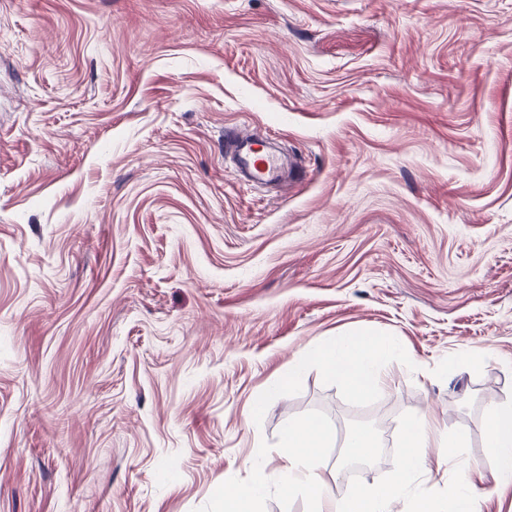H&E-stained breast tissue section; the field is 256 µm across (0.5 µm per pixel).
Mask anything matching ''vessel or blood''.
<instances>
[{
	"mask_svg": "<svg viewBox=\"0 0 512 512\" xmlns=\"http://www.w3.org/2000/svg\"><path fill=\"white\" fill-rule=\"evenodd\" d=\"M224 137L232 149L234 172L240 182L264 187L292 176L293 170L282 154L258 133L240 127L226 131Z\"/></svg>",
	"mask_w": 512,
	"mask_h": 512,
	"instance_id": "vessel-or-blood-1",
	"label": "vessel or blood"
}]
</instances>
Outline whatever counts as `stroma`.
<instances>
[{
	"label": "stroma",
	"instance_id": "1",
	"mask_svg": "<svg viewBox=\"0 0 512 512\" xmlns=\"http://www.w3.org/2000/svg\"><path fill=\"white\" fill-rule=\"evenodd\" d=\"M230 126L299 176L240 184ZM359 334L366 397L307 354ZM510 401L512 0H0V512H196L313 409L331 502L413 412L512 512ZM485 441L492 448L498 479L512 483V402L493 403L485 409ZM374 437L366 431H353L345 443L346 454L358 457L359 459L371 458L376 451Z\"/></svg>",
	"mask_w": 512,
	"mask_h": 512
}]
</instances>
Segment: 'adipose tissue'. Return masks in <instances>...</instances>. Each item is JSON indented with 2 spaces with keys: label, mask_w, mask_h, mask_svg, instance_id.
<instances>
[{
  "label": "adipose tissue",
  "mask_w": 512,
  "mask_h": 512,
  "mask_svg": "<svg viewBox=\"0 0 512 512\" xmlns=\"http://www.w3.org/2000/svg\"><path fill=\"white\" fill-rule=\"evenodd\" d=\"M311 356L327 373L351 392L365 395L382 386V370L392 358V349L370 337L344 338L316 346ZM485 441L494 455L498 479L512 483V402L494 403L484 413Z\"/></svg>",
  "instance_id": "adipose-tissue-1"
}]
</instances>
